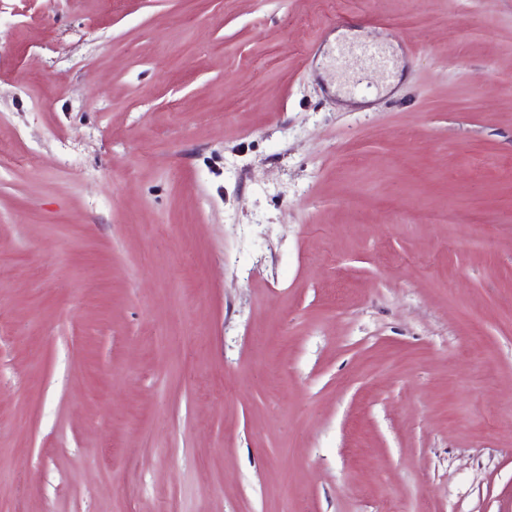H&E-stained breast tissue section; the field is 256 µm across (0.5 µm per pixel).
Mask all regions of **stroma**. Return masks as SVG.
Masks as SVG:
<instances>
[{"mask_svg":"<svg viewBox=\"0 0 512 512\" xmlns=\"http://www.w3.org/2000/svg\"><path fill=\"white\" fill-rule=\"evenodd\" d=\"M172 501L512 512V0H0V512Z\"/></svg>","mask_w":512,"mask_h":512,"instance_id":"35a3bbf8","label":"stroma"}]
</instances>
